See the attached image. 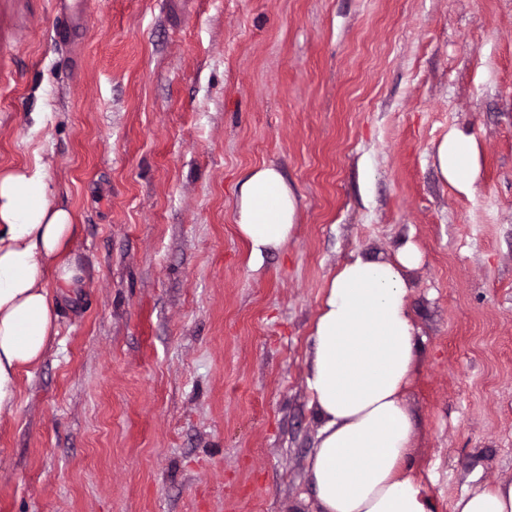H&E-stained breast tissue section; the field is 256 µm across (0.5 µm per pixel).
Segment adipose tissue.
I'll list each match as a JSON object with an SVG mask.
<instances>
[{"label": "adipose tissue", "instance_id": "1", "mask_svg": "<svg viewBox=\"0 0 512 512\" xmlns=\"http://www.w3.org/2000/svg\"><path fill=\"white\" fill-rule=\"evenodd\" d=\"M435 159L444 180L471 191V137L446 135ZM298 205L277 167L251 169L235 202L250 268L292 237ZM76 229L53 197L46 163L0 170V414L16 408L21 374L42 360L61 298L80 286L65 256ZM421 261L409 241L391 258L357 255L324 289L306 376L320 420L307 468L318 512H433L414 468L416 425L405 404L420 353L407 273ZM453 512H512V482L465 491Z\"/></svg>", "mask_w": 512, "mask_h": 512}]
</instances>
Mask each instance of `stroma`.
I'll use <instances>...</instances> for the list:
<instances>
[{"label":"stroma","instance_id":"stroma-1","mask_svg":"<svg viewBox=\"0 0 512 512\" xmlns=\"http://www.w3.org/2000/svg\"><path fill=\"white\" fill-rule=\"evenodd\" d=\"M0 0V167L42 156L82 273L0 416V512H313L329 278L412 241L435 512L512 481V0ZM476 143L471 193L434 148ZM300 200L259 270L253 167Z\"/></svg>","mask_w":512,"mask_h":512}]
</instances>
